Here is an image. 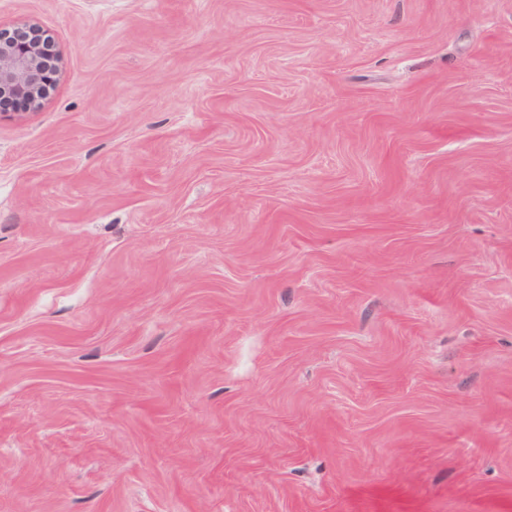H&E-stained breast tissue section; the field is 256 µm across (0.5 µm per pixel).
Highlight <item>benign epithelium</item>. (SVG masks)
Wrapping results in <instances>:
<instances>
[{"label":"benign epithelium","instance_id":"benign-epithelium-1","mask_svg":"<svg viewBox=\"0 0 512 512\" xmlns=\"http://www.w3.org/2000/svg\"><path fill=\"white\" fill-rule=\"evenodd\" d=\"M23 29V37L0 31V99H17L25 108L38 110L56 83L60 56L50 53L39 24L27 23Z\"/></svg>","mask_w":512,"mask_h":512}]
</instances>
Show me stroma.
Instances as JSON below:
<instances>
[{
    "mask_svg": "<svg viewBox=\"0 0 512 512\" xmlns=\"http://www.w3.org/2000/svg\"><path fill=\"white\" fill-rule=\"evenodd\" d=\"M0 512H512V0H0ZM25 29L16 37L0 31V119L19 114L2 109V98L21 101L25 108L38 110L48 97L60 73V56L44 42L45 30L37 23H27L13 30Z\"/></svg>",
    "mask_w": 512,
    "mask_h": 512,
    "instance_id": "obj_1",
    "label": "stroma"
}]
</instances>
